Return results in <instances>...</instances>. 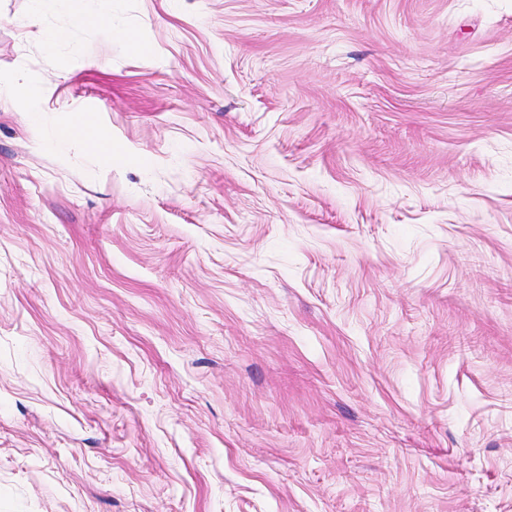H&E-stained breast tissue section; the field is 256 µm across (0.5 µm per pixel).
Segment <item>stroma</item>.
Wrapping results in <instances>:
<instances>
[{"label":"stroma","mask_w":512,"mask_h":512,"mask_svg":"<svg viewBox=\"0 0 512 512\" xmlns=\"http://www.w3.org/2000/svg\"><path fill=\"white\" fill-rule=\"evenodd\" d=\"M75 6L0 0V512H512V0ZM74 1H64V0H34V8L35 10L48 13L52 12L64 7H68L71 12V19L74 25L81 26L87 24L90 21V18L81 10L74 8Z\"/></svg>","instance_id":"35a3bbf8"}]
</instances>
